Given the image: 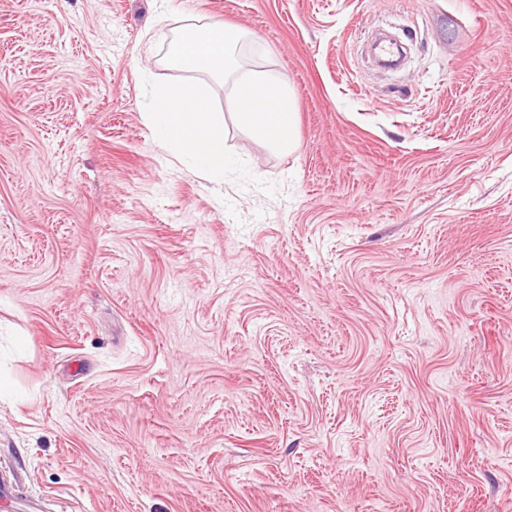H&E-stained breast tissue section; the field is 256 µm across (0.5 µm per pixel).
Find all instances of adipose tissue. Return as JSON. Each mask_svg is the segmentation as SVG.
Masks as SVG:
<instances>
[{
	"label": "adipose tissue",
	"mask_w": 512,
	"mask_h": 512,
	"mask_svg": "<svg viewBox=\"0 0 512 512\" xmlns=\"http://www.w3.org/2000/svg\"><path fill=\"white\" fill-rule=\"evenodd\" d=\"M249 33L233 26L197 23L177 32L170 59L181 70L231 79L235 90V124L281 152L298 146L294 95L275 72H248L236 62ZM208 93L200 85L175 83L153 91L145 119L161 145L208 170L224 166V118L216 112L192 111Z\"/></svg>",
	"instance_id": "adipose-tissue-1"
}]
</instances>
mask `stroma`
I'll use <instances>...</instances> for the list:
<instances>
[{
    "label": "stroma",
    "instance_id": "35a3bbf8",
    "mask_svg": "<svg viewBox=\"0 0 512 512\" xmlns=\"http://www.w3.org/2000/svg\"><path fill=\"white\" fill-rule=\"evenodd\" d=\"M196 19L293 90L294 152L170 63ZM190 81L214 176L144 119ZM0 478L21 512H512V0H0Z\"/></svg>",
    "mask_w": 512,
    "mask_h": 512
}]
</instances>
